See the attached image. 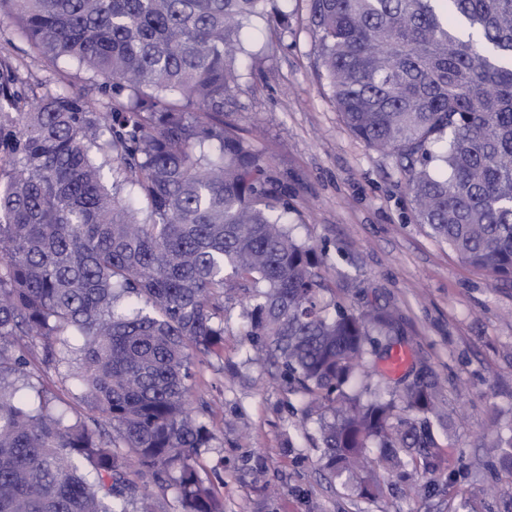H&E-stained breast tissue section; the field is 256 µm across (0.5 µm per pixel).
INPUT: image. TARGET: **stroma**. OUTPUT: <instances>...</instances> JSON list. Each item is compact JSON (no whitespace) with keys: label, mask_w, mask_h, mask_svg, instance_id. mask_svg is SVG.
<instances>
[{"label":"stroma","mask_w":512,"mask_h":512,"mask_svg":"<svg viewBox=\"0 0 512 512\" xmlns=\"http://www.w3.org/2000/svg\"><path fill=\"white\" fill-rule=\"evenodd\" d=\"M287 28L255 21L243 35L238 86L225 120L269 159L293 210L295 240L315 248L326 278L327 309H397L408 354L405 374L432 370L451 419L454 473L440 471L425 491L409 492L380 472L384 497L367 500L328 482L313 441L319 410L289 392L279 370L259 360L246 334L248 302L224 300V350L196 357L190 401L207 405L212 438L200 449V473L224 512H453L456 479L472 512H505L485 495L491 482L486 445L512 424V280L490 281L418 222L404 179L390 156L367 147L344 124L331 91L317 77V34L306 0H277ZM18 59L23 76L70 92L84 76L33 58L11 25H0V53Z\"/></svg>","instance_id":"35a3bbf8"}]
</instances>
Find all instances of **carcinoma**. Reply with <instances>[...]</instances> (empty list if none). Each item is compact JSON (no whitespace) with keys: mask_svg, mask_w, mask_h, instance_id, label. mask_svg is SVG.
<instances>
[{"mask_svg":"<svg viewBox=\"0 0 512 512\" xmlns=\"http://www.w3.org/2000/svg\"><path fill=\"white\" fill-rule=\"evenodd\" d=\"M307 2L347 128L394 157L420 223L511 280L512 0ZM272 15L288 26L274 0H0V24L77 64L95 93L37 89L0 55V512H128L146 475L181 512H224L200 474L211 434L189 393L192 357L223 351L229 294L252 302L247 335L289 390L329 413L331 476L376 498L381 467L418 490L441 468L437 380L367 403L344 390L398 312H327L286 193L224 121L244 30ZM45 369L94 415L46 397ZM491 451L512 502V429Z\"/></svg>","mask_w":512,"mask_h":512,"instance_id":"1","label":"carcinoma"}]
</instances>
